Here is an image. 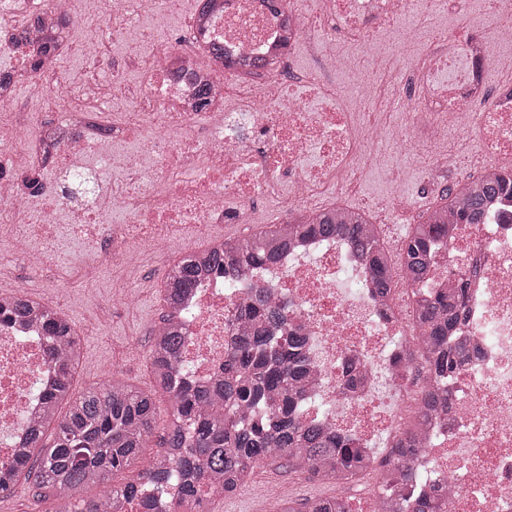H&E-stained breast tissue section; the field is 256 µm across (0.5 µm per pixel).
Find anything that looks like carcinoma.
<instances>
[{
    "mask_svg": "<svg viewBox=\"0 0 512 512\" xmlns=\"http://www.w3.org/2000/svg\"><path fill=\"white\" fill-rule=\"evenodd\" d=\"M506 188H512V167L471 181L458 194L446 192L421 222L411 225L400 253L408 285L428 281L432 246L448 237V215L455 216L458 224H477L488 202ZM309 237L346 238L369 264L377 296H390L391 257L381 228L357 209L340 218L334 211L316 215L302 211L286 230H260L181 258L163 282L161 334L153 337L149 354L156 387L169 395L172 407L159 437L161 451L136 480L110 487L105 499L78 503L74 496L138 464L158 428L153 394L120 379L74 394L81 347L72 322L38 300L0 297V303L10 305L16 321L42 322L56 342L50 353L54 382L43 393L41 414L28 430L27 446L16 457L0 461V494L12 492L24 479L38 490L51 491L52 512H108L110 501L136 498L146 512H157L168 492L175 490L180 502L194 503L196 512H209L202 508L203 502L244 486L264 459L336 484L372 465L351 438L317 422L301 421L315 373L313 345L283 308L269 304L265 288H250L249 297L233 315L235 335L226 344L224 368L216 379L192 386L184 367L175 364L185 342L180 325L188 316V296L203 269L221 268L226 279L244 281ZM414 296L421 332L417 373L425 383L423 405L405 437L392 448V468L382 481L384 486L400 485L412 492L379 498L378 512L386 503L389 512H448L447 500L420 492L432 481V474L414 469L413 460L427 444L423 426L451 409L446 379L462 369L474 348L467 337L453 335L463 317L464 288L436 295L416 291ZM63 404L67 411L61 415ZM284 512H350V506L342 496L314 498L297 507L290 503Z\"/></svg>",
    "mask_w": 512,
    "mask_h": 512,
    "instance_id": "1",
    "label": "carcinoma"
}]
</instances>
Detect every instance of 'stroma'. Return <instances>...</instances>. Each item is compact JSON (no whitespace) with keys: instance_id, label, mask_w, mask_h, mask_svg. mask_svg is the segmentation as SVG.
<instances>
[{"instance_id":"stroma-1","label":"stroma","mask_w":512,"mask_h":512,"mask_svg":"<svg viewBox=\"0 0 512 512\" xmlns=\"http://www.w3.org/2000/svg\"><path fill=\"white\" fill-rule=\"evenodd\" d=\"M466 164L449 163L448 167L432 171L426 164L414 166L399 188L413 198L416 214L436 202L442 191L453 187L466 171ZM168 271L167 265L147 264L139 268L137 281L140 298L127 305L112 288L119 270L104 266L102 273L88 279L52 282L38 280L35 298L49 304H61L81 336V362L75 376V392L100 387L120 377L135 388L153 392L160 413H168L170 404L165 395L156 392L150 368L149 351L153 332L160 323L162 303L156 289ZM108 313L104 331L84 327L83 320L90 306ZM280 490L284 498L302 501L306 498L332 497L336 486L328 481L300 474L279 463L266 461L254 471L249 484L234 494L216 500L215 512H270L272 490Z\"/></svg>"}]
</instances>
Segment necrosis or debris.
I'll return each mask as SVG.
<instances>
[{
  "label": "necrosis or debris",
  "instance_id": "4bbe7bcc",
  "mask_svg": "<svg viewBox=\"0 0 512 512\" xmlns=\"http://www.w3.org/2000/svg\"><path fill=\"white\" fill-rule=\"evenodd\" d=\"M496 34L466 22L470 0H211L186 15L184 37L158 33L140 52L133 34L146 12L168 0H0V71L49 95L52 109H22L0 93V275L16 294L33 279L70 280L55 244L67 235L102 261L135 268L139 245L170 258L184 232L207 236L216 224L250 223L254 211L333 210L360 196L378 151L399 145L405 178L417 160L450 162V144L475 142L469 177L512 166V71L499 76L512 46V0H492ZM452 14L443 49L399 62L385 42L399 32L419 42L418 14ZM64 32L79 49L83 75L61 78L55 57L27 71L10 23ZM137 64L128 83L123 63ZM211 86L207 107L197 91ZM23 111L21 124L9 116ZM36 176V191L23 190ZM26 270H14L16 259ZM468 277L467 318L458 329L476 355L448 381L452 408L428 423L414 466L432 472L431 493H448V512H512V196L492 199L479 224H454L430 272L438 292ZM390 302L370 286L371 270L342 238L311 240L254 284L289 305L314 349L311 413L374 454L401 438L423 395L408 377L419 334L411 289L395 268ZM244 288L224 273L201 275L180 354L191 380L207 382L224 365L232 311ZM43 325L0 312V458L13 457L40 413L38 388L50 385ZM359 356L365 378L339 387L345 360Z\"/></svg>",
  "mask_w": 512,
  "mask_h": 512
}]
</instances>
